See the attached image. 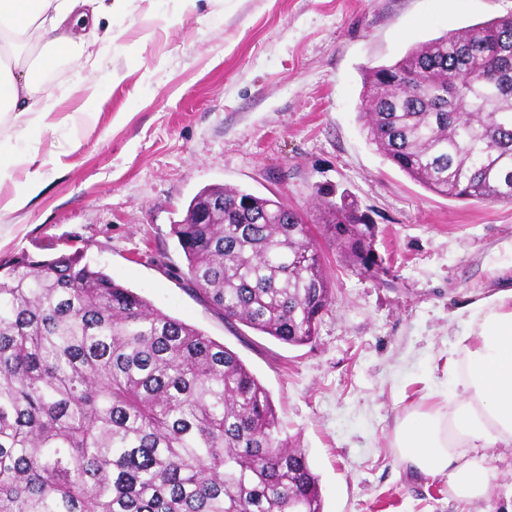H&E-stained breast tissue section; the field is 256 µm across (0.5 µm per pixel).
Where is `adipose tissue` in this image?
I'll use <instances>...</instances> for the list:
<instances>
[{
  "label": "adipose tissue",
  "mask_w": 512,
  "mask_h": 512,
  "mask_svg": "<svg viewBox=\"0 0 512 512\" xmlns=\"http://www.w3.org/2000/svg\"><path fill=\"white\" fill-rule=\"evenodd\" d=\"M126 0H0V112L44 123L55 103L45 75L59 58L86 49L89 6L111 14ZM464 331L448 351L443 399L393 428L392 447L408 470L444 476L455 500L485 499L496 478L488 449L512 452V289L462 306Z\"/></svg>",
  "instance_id": "ef3b65f1"
}]
</instances>
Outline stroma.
<instances>
[{
  "label": "stroma",
  "mask_w": 512,
  "mask_h": 512,
  "mask_svg": "<svg viewBox=\"0 0 512 512\" xmlns=\"http://www.w3.org/2000/svg\"><path fill=\"white\" fill-rule=\"evenodd\" d=\"M512 14V0H128L91 56L59 62L42 132L0 119L24 161L0 180V260L81 253L154 307L223 342L269 391L319 477L322 512H512V457L490 449L487 500L405 471L394 421L445 393L448 314L512 281V204L451 199L392 165L359 118L367 68ZM96 107H89L90 85ZM43 189L11 201L30 175ZM281 197L317 222L347 193L376 226L372 278L321 240L334 299L312 343L231 329L181 278L172 234L203 188Z\"/></svg>",
  "instance_id": "obj_1"
}]
</instances>
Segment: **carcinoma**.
<instances>
[{
	"label": "carcinoma",
	"instance_id": "cac0c4a2",
	"mask_svg": "<svg viewBox=\"0 0 512 512\" xmlns=\"http://www.w3.org/2000/svg\"><path fill=\"white\" fill-rule=\"evenodd\" d=\"M360 119L393 165L437 194L512 204V16L448 31L363 75ZM224 191V211L189 223ZM320 226L359 273L382 260L347 195ZM184 279L224 322L282 344L332 303L312 225L280 200L207 188L172 226ZM0 512H322L306 451L223 343L79 253L0 262Z\"/></svg>",
	"mask_w": 512,
	"mask_h": 512
}]
</instances>
